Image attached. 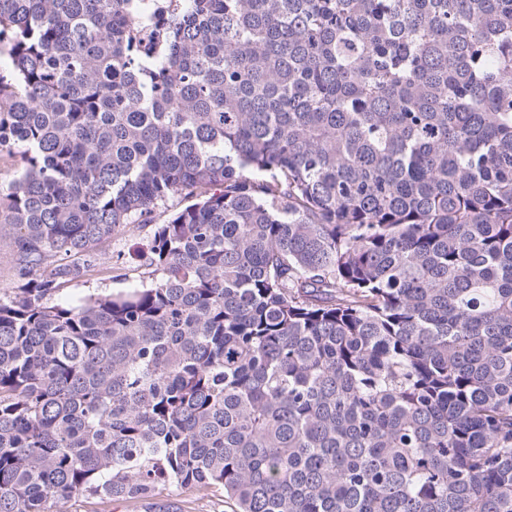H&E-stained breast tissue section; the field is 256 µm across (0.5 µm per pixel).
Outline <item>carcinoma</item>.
I'll list each match as a JSON object with an SVG mask.
<instances>
[{"mask_svg": "<svg viewBox=\"0 0 512 512\" xmlns=\"http://www.w3.org/2000/svg\"><path fill=\"white\" fill-rule=\"evenodd\" d=\"M2 54L0 512H512V0H0ZM14 235L11 224H0V289L11 287V268L13 253L10 242ZM154 224H126L118 233L112 235L105 244L107 256L112 258V265L117 263V273L102 268L86 280L74 282L64 293V299L79 300L96 292H118L133 285H139L147 276L142 254L146 251L148 241L153 234ZM123 276L112 279V275ZM161 505L155 512H232L224 491L215 488H167L153 497ZM66 512H149L145 502L110 501L99 497H79L65 505Z\"/></svg>", "mask_w": 512, "mask_h": 512, "instance_id": "1", "label": "carcinoma"}]
</instances>
